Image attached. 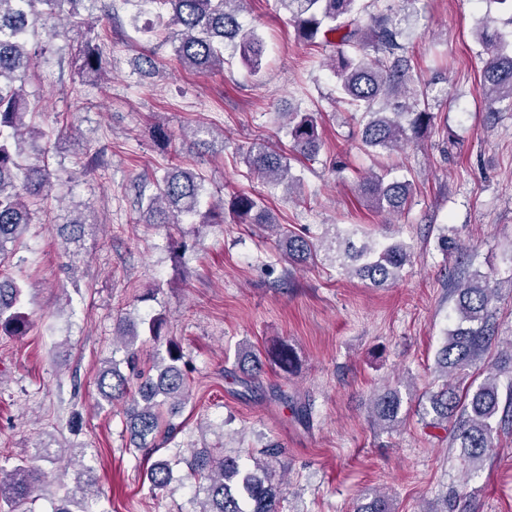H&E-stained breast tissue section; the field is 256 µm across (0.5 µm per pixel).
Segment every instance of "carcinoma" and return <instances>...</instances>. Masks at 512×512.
<instances>
[{
    "label": "carcinoma",
    "mask_w": 512,
    "mask_h": 512,
    "mask_svg": "<svg viewBox=\"0 0 512 512\" xmlns=\"http://www.w3.org/2000/svg\"><path fill=\"white\" fill-rule=\"evenodd\" d=\"M100 0H0V260L8 245L16 243L33 223L31 209L36 199L45 200L58 179L50 168L49 150L38 145L44 137L34 123L23 86L17 84L29 69L39 50L30 44V34L40 28L48 39L59 35L61 13L80 20L89 6ZM140 16L145 8L155 11L156 26L167 33V41L180 64L199 74L224 69V47L231 43L241 62L253 73L263 67L265 44L255 29L241 21L244 0H125ZM294 27L297 38L309 46L333 48L330 69L337 79L341 101L362 113L359 136L371 152H391L419 138L432 125L434 113L422 106L420 93L412 87L410 59L401 43L398 12L381 0H276ZM498 20L490 15L476 27L474 36L491 54L484 62L479 93L497 111L502 104L512 109V51L498 48ZM75 64L88 74L103 69L97 46L88 39L79 46ZM286 127L292 153L274 151L262 144L246 150L248 172L270 185L293 182L291 160L318 154L322 127L317 112H288ZM42 153L41 160L24 165L27 149ZM357 190L372 207L389 215L400 214L413 195L407 181L387 182L375 172L361 178ZM206 192L202 175L190 169L165 174L146 200L143 221L147 224H184L201 215L202 224L224 223L229 212L237 224H260L276 235L284 246L282 257L300 265L318 255L320 249L335 254V261L349 275L384 286L396 281L403 267L411 262L409 246L402 241L381 243L358 240V229L335 228L328 245L307 233H298L276 222L263 198L238 193L229 204H212L199 213ZM499 285L489 277L470 274L453 284L456 295V327L448 332L437 353L439 375L447 377L469 366L489 345L490 305ZM23 289L10 280L0 281V333L24 336L30 328L22 311ZM139 333L121 334L125 363L136 376V387L117 362L104 367L97 378V389L109 404L124 406L126 429L135 449L151 456L172 441L180 424L175 417L187 404L189 384L179 362L180 347L168 345L166 356L158 357L146 369L137 364ZM269 354L275 366L285 373L297 363L294 350L281 342ZM512 370V352L486 369L479 385L457 386L449 382L437 391L425 393L433 413L428 426L444 428L453 424V438L462 449L464 466L477 469L487 452L495 447L498 414L512 418V387L501 399L498 375ZM402 400L388 389L373 402L375 421L392 428L400 423ZM281 450L268 445L253 466L243 468L237 458L214 455L207 450L195 453L188 467L206 481L204 499L197 512H280L282 483L276 478L275 463ZM58 457L52 441L44 440L19 459L11 469L0 466V512H31L28 507L45 473L38 462ZM173 462L158 459L148 470L155 489L172 480ZM93 483L90 468L75 473L74 485L55 506L54 512H93L94 495L87 490ZM354 512H391L389 499L375 495L356 506Z\"/></svg>",
    "instance_id": "obj_1"
}]
</instances>
